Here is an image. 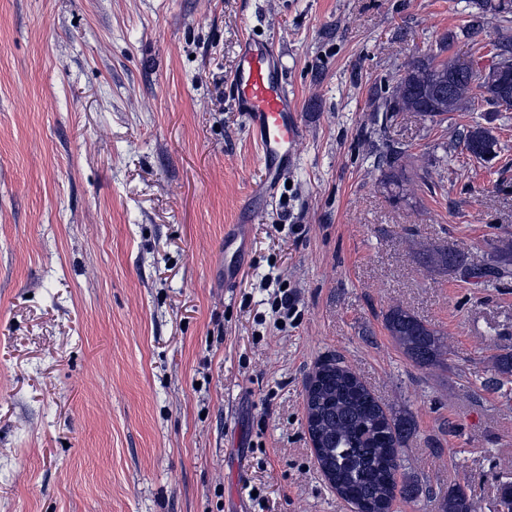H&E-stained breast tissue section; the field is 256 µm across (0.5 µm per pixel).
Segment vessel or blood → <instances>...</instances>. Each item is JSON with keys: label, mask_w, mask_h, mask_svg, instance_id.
I'll return each mask as SVG.
<instances>
[{"label": "vessel or blood", "mask_w": 512, "mask_h": 512, "mask_svg": "<svg viewBox=\"0 0 512 512\" xmlns=\"http://www.w3.org/2000/svg\"><path fill=\"white\" fill-rule=\"evenodd\" d=\"M229 92L238 111L247 117V133L257 146L265 176L249 198L267 199L294 162L293 145L302 126L299 109L290 96L273 41L243 37ZM250 253V227L231 224L224 231V285L233 287Z\"/></svg>", "instance_id": "obj_1"}]
</instances>
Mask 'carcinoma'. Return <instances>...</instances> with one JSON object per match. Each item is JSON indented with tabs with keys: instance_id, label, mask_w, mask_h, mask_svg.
<instances>
[{
	"instance_id": "obj_1",
	"label": "carcinoma",
	"mask_w": 512,
	"mask_h": 512,
	"mask_svg": "<svg viewBox=\"0 0 512 512\" xmlns=\"http://www.w3.org/2000/svg\"><path fill=\"white\" fill-rule=\"evenodd\" d=\"M482 11L499 15L503 26L512 23V8L500 0H472ZM489 69L500 67L512 82V42L493 45ZM450 50L444 38L420 56L408 61L396 77L392 92L377 107L382 113L379 130L401 112H412L425 121L440 123L453 112H473L472 123L458 132L456 149L481 162L496 159L502 146L491 127L476 113L512 111V93L506 95L498 82L473 66L458 68L460 60L443 57ZM408 149L387 139L375 147L374 164L381 172L389 199L404 198L411 181ZM420 264L449 272L463 282L476 279L489 286L512 279V245L493 248L490 262L471 264L469 250L458 245L430 244L418 253ZM385 328L403 354L419 367H442L447 354L443 334L431 323L399 305L384 315ZM315 430L314 454L318 467L329 475L332 485L354 508H372L396 499L415 500L422 487L401 473L402 449L414 436L411 416L395 412L380 403L350 368L332 358L321 363L314 376L313 396L308 402ZM439 512H475L464 486L448 487L440 500Z\"/></svg>"
}]
</instances>
